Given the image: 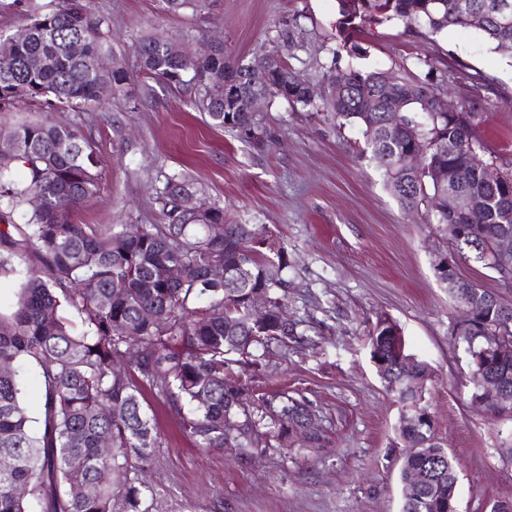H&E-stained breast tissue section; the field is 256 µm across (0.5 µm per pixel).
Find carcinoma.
<instances>
[{
  "label": "carcinoma",
  "instance_id": "obj_1",
  "mask_svg": "<svg viewBox=\"0 0 512 512\" xmlns=\"http://www.w3.org/2000/svg\"><path fill=\"white\" fill-rule=\"evenodd\" d=\"M458 0H337L336 38L355 50L351 35L368 26L397 19L408 31L437 34L449 27L474 28L493 50L512 40V24L496 22L501 10L512 14V0H467L489 15L469 25L456 10ZM85 0L34 17L20 40L0 37V112L22 100L41 98L78 107L101 98L102 87L122 94L131 83L124 66L94 69L67 46L86 43L88 56L108 52L101 28ZM141 74L167 86L203 88V109L210 124L244 132L264 143L261 119L249 110L256 92L293 106L329 112L340 124L362 130L366 149L383 169L385 185L400 206L424 215L441 228L461 224L456 250L468 248L484 268L512 278V257L493 251L496 239L512 237V162L484 150L475 128L485 110L472 91L454 112L433 106L445 79L402 69L326 73L328 93L321 96L280 55L268 75L249 72L224 56V46L205 44L174 56L167 40L147 37L138 46ZM39 57L38 69L24 60ZM240 81L244 93L224 99V78ZM376 98L372 112H361L356 98ZM0 147V273L19 276L15 299L0 303V456L11 459L0 470V512H149L146 489L138 478L157 447L154 416L144 391L161 399L181 420V428L202 449H227L241 460L270 448H320L324 431H308L307 401L286 390L260 392L245 373L267 374L270 348L308 340L301 321L288 318L283 244L271 251L263 243L273 235L264 224L229 222L224 208L201 217L188 213L195 194L181 175L166 178L156 200L162 224H146L127 238L120 224H81L78 211L103 190L102 169L92 143L77 129L45 121L28 122L2 133ZM421 152L415 168L407 157ZM450 165L465 167L454 185L441 180ZM24 179H14V170ZM34 193L42 208L23 224L15 211ZM72 201L70 213L55 216L58 197ZM472 201L460 213L456 201ZM224 224L213 238L207 228ZM36 252L40 266L25 265ZM224 264V280L210 277V266ZM178 267L182 276H165ZM454 302L477 308L474 324L455 336L472 368L474 390L482 379L501 381L508 402L495 409L512 413V359L491 362V337L512 343V299L478 287L435 266ZM262 298L266 316H251L254 298ZM371 359L387 391L400 403V418L416 423L399 436L407 448L400 469L401 512H458L448 489L458 482L456 458L448 453L430 422L424 396L412 380L423 376L421 361L410 368L396 324L380 319L368 338ZM135 351L125 365L123 354ZM44 390L40 419L29 416L23 395L30 372ZM240 421L224 429V415ZM108 444L111 452L101 455ZM25 493H17V489Z\"/></svg>",
  "mask_w": 512,
  "mask_h": 512
}]
</instances>
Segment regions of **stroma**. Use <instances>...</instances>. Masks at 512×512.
Listing matches in <instances>:
<instances>
[{
  "label": "stroma",
  "mask_w": 512,
  "mask_h": 512,
  "mask_svg": "<svg viewBox=\"0 0 512 512\" xmlns=\"http://www.w3.org/2000/svg\"><path fill=\"white\" fill-rule=\"evenodd\" d=\"M59 0H0V36L25 28ZM104 17L109 61L135 81L129 94L79 108L18 102L0 112V131L47 120L79 129L95 146L104 190L81 210L84 224H158L156 191L165 178L190 180L197 196L240 221L269 226L288 250V314L309 339L274 349L273 378L312 405L328 443L282 452L272 448L247 464L227 450L205 451L181 430L179 417L156 398L158 446L140 474L153 512H400L398 436L401 407L371 360L368 334L378 319L401 328L408 353L431 373L425 400L436 434L458 462L459 512H490L512 501V414L471 401L467 354L452 336L459 316L434 263L448 243L420 215L404 211L377 163L363 157L361 130L331 115L264 103L263 144L209 126L194 86L174 89L139 79L136 47L160 36L183 51L219 42L227 58L255 63L282 53L300 76L318 82L336 46V0H87ZM342 69L421 72L462 63L492 78L475 134L487 151L512 158V52L491 51L472 29L407 36L394 20L360 35Z\"/></svg>",
  "instance_id": "stroma-1"
}]
</instances>
